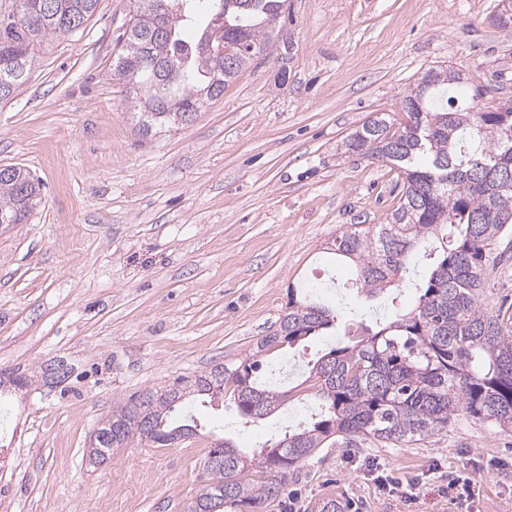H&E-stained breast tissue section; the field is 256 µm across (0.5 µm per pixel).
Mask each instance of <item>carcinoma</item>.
Listing matches in <instances>:
<instances>
[{
    "instance_id": "carcinoma-1",
    "label": "carcinoma",
    "mask_w": 512,
    "mask_h": 512,
    "mask_svg": "<svg viewBox=\"0 0 512 512\" xmlns=\"http://www.w3.org/2000/svg\"><path fill=\"white\" fill-rule=\"evenodd\" d=\"M134 0L112 62V79L135 109L147 138L184 127L271 46L285 0ZM98 0H19L0 16V100L27 75L35 42L74 32ZM484 87L450 69L431 68L402 96L407 122L376 116L343 142L344 153L382 163L402 176V195L381 224H351L336 237L332 261L349 265L352 287L369 301L409 288L415 303L384 323L345 321L313 289H289L278 329L249 355L193 378L131 395L100 423L86 462L98 468L138 437L158 448L197 435L200 420L176 407L217 394L245 425L290 402L292 389L258 379L261 359L343 324L339 345L303 382L316 410L299 427L245 453L213 439L184 512H267L288 473L321 448L365 442H418L459 420L512 432V314L490 305L484 276L492 247L512 238V112L483 110ZM40 184L21 167H0V224H21Z\"/></svg>"
}]
</instances>
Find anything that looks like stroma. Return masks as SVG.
<instances>
[{"label":"stroma","mask_w":512,"mask_h":512,"mask_svg":"<svg viewBox=\"0 0 512 512\" xmlns=\"http://www.w3.org/2000/svg\"><path fill=\"white\" fill-rule=\"evenodd\" d=\"M499 0H286L269 53L185 128L150 139L112 79L130 0H99L79 30L43 39L28 79L0 101V166L42 183L26 223L0 225V370L61 360L70 373L0 403V512H184L212 433L245 451L286 429L291 401L237 426L194 405L205 432L165 448L137 439L102 467L91 434L136 392L234 361L272 334L288 288L350 224L383 222L402 186L337 146L431 68L512 98V27ZM418 479L382 492L369 467ZM471 488L447 491L448 475ZM512 512V433L459 421L416 443L325 448L267 512Z\"/></svg>","instance_id":"obj_1"}]
</instances>
